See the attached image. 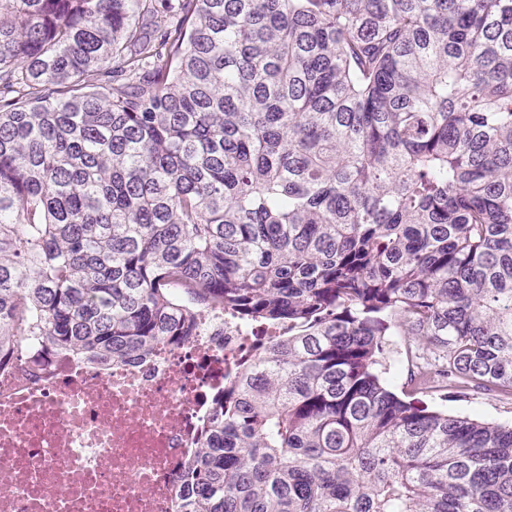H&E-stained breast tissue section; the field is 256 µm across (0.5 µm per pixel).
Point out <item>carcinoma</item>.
Here are the masks:
<instances>
[{"label":"carcinoma","instance_id":"1","mask_svg":"<svg viewBox=\"0 0 512 512\" xmlns=\"http://www.w3.org/2000/svg\"><path fill=\"white\" fill-rule=\"evenodd\" d=\"M260 331L178 512H512V0H0V368ZM389 332L390 336H386L388 341L385 359L379 366V374L391 390L402 396V393H408L412 388L409 381L415 359L412 360L410 350L418 349L420 354L429 358L434 357V354L428 347L404 336L398 325L392 326ZM433 409L447 411L461 417H476L486 422L512 424V398L496 394L457 393L441 390L430 395H418Z\"/></svg>","mask_w":512,"mask_h":512}]
</instances>
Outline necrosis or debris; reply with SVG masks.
I'll use <instances>...</instances> for the list:
<instances>
[{
	"mask_svg": "<svg viewBox=\"0 0 512 512\" xmlns=\"http://www.w3.org/2000/svg\"><path fill=\"white\" fill-rule=\"evenodd\" d=\"M253 342L216 311L188 344L114 364L20 343L0 369V512H175L224 363Z\"/></svg>",
	"mask_w": 512,
	"mask_h": 512,
	"instance_id": "obj_1",
	"label": "necrosis or debris"
}]
</instances>
